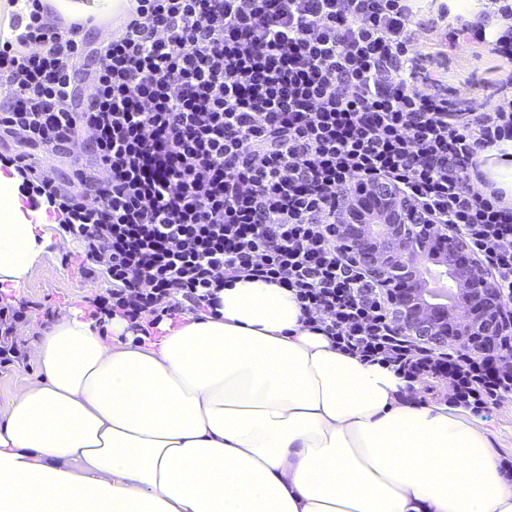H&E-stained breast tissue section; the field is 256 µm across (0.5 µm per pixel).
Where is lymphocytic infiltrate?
I'll use <instances>...</instances> for the list:
<instances>
[{"mask_svg": "<svg viewBox=\"0 0 512 512\" xmlns=\"http://www.w3.org/2000/svg\"><path fill=\"white\" fill-rule=\"evenodd\" d=\"M0 33V166L105 279L96 313L131 327L218 306L225 272L291 289L304 327L454 403L501 407L512 354L436 352L399 334L330 227L341 192L392 183L456 225L512 302V205L472 190L512 140V73L479 112L433 78L412 0H129L112 36L10 0ZM69 158L66 177L50 159ZM28 306L0 297V365Z\"/></svg>", "mask_w": 512, "mask_h": 512, "instance_id": "obj_1", "label": "lymphocytic infiltrate"}]
</instances>
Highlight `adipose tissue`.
<instances>
[{
	"instance_id": "1",
	"label": "adipose tissue",
	"mask_w": 512,
	"mask_h": 512,
	"mask_svg": "<svg viewBox=\"0 0 512 512\" xmlns=\"http://www.w3.org/2000/svg\"><path fill=\"white\" fill-rule=\"evenodd\" d=\"M479 160L512 205V141ZM20 183L0 170L10 288L49 225ZM219 299L153 336L76 307L36 327V374L0 408V512H512L462 410L337 351L278 285L235 279Z\"/></svg>"
}]
</instances>
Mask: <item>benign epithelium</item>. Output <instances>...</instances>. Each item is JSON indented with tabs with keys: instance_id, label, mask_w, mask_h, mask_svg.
Instances as JSON below:
<instances>
[{
	"instance_id": "obj_1",
	"label": "benign epithelium",
	"mask_w": 512,
	"mask_h": 512,
	"mask_svg": "<svg viewBox=\"0 0 512 512\" xmlns=\"http://www.w3.org/2000/svg\"><path fill=\"white\" fill-rule=\"evenodd\" d=\"M334 232L351 263L384 288L397 329L416 343L440 351L452 340L467 352L512 339V310L461 234L390 184L358 182L339 206ZM430 266L452 277L463 313L421 288Z\"/></svg>"
}]
</instances>
